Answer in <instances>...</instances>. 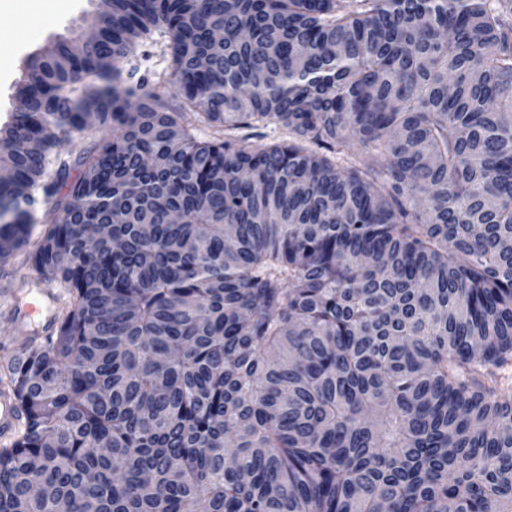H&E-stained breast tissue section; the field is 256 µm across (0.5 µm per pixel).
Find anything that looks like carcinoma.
Here are the masks:
<instances>
[{
    "mask_svg": "<svg viewBox=\"0 0 512 512\" xmlns=\"http://www.w3.org/2000/svg\"><path fill=\"white\" fill-rule=\"evenodd\" d=\"M99 2L0 128V512H512V0ZM149 50L151 56L148 60L144 61L140 57L138 58L141 72L148 70L150 72L152 83L158 93H160L166 101H170L171 99L168 95L165 76V72L168 71L167 68L169 66L167 50H165V54H163L164 47L160 44L151 47ZM15 309V302L9 293H1L0 281V361L9 357L13 347L10 342V318Z\"/></svg>",
    "mask_w": 512,
    "mask_h": 512,
    "instance_id": "1",
    "label": "carcinoma"
}]
</instances>
